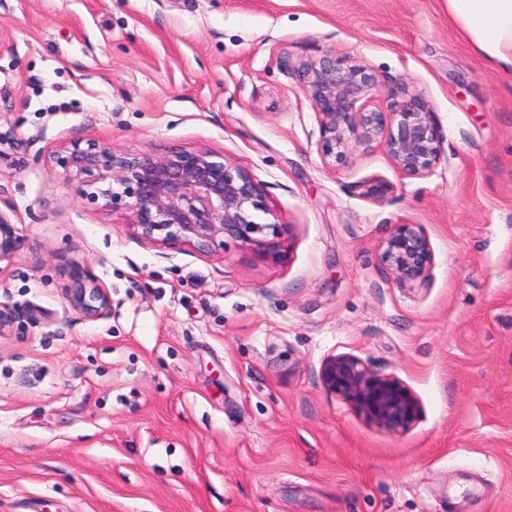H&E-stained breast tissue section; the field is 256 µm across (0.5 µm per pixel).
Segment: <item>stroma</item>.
<instances>
[{"instance_id": "35a3bbf8", "label": "stroma", "mask_w": 512, "mask_h": 512, "mask_svg": "<svg viewBox=\"0 0 512 512\" xmlns=\"http://www.w3.org/2000/svg\"><path fill=\"white\" fill-rule=\"evenodd\" d=\"M363 59L423 89L433 175L382 150L325 167L295 65ZM0 200L26 240L0 302V512H512V73L447 0H0ZM206 148L247 170L285 224L280 259L228 243L174 253L71 199L48 153L75 139ZM378 177L375 204L350 187ZM420 224L434 264L404 290L379 262ZM112 297L89 320L63 267ZM349 353L421 414L367 423L319 380ZM63 273L67 280L65 300L72 310L91 319H99L109 313L111 296L88 265L71 262Z\"/></svg>"}]
</instances>
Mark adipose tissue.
Returning <instances> with one entry per match:
<instances>
[{
  "mask_svg": "<svg viewBox=\"0 0 512 512\" xmlns=\"http://www.w3.org/2000/svg\"><path fill=\"white\" fill-rule=\"evenodd\" d=\"M448 15L489 64L512 71V0H448Z\"/></svg>",
  "mask_w": 512,
  "mask_h": 512,
  "instance_id": "adipose-tissue-1",
  "label": "adipose tissue"
}]
</instances>
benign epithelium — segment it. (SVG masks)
<instances>
[{"instance_id": "benign-epithelium-1", "label": "benign epithelium", "mask_w": 512, "mask_h": 512, "mask_svg": "<svg viewBox=\"0 0 512 512\" xmlns=\"http://www.w3.org/2000/svg\"><path fill=\"white\" fill-rule=\"evenodd\" d=\"M302 92L316 111L320 152L326 167L350 162L361 147L380 148L404 178L433 174L443 152V133L426 93L402 80L391 86L368 65L326 54L297 67ZM62 170L64 186L87 204L121 212L131 234L175 253L210 254L228 242L248 246L272 259L280 257L285 224L250 219L269 211L261 186L243 168L208 149L169 147L125 152L92 139L74 141L48 155ZM392 184L372 178L351 192L382 204ZM25 247L8 213L0 210V262ZM379 260L397 287L425 285L433 253L420 224H398L381 246ZM65 300L84 317L99 319L111 309L107 290L82 262L64 270ZM38 311L20 314L0 305V332L13 321H34ZM326 391L347 402L368 423L393 433L408 431L419 418V404L395 376L382 374L353 354L331 355L320 366Z\"/></svg>"}]
</instances>
